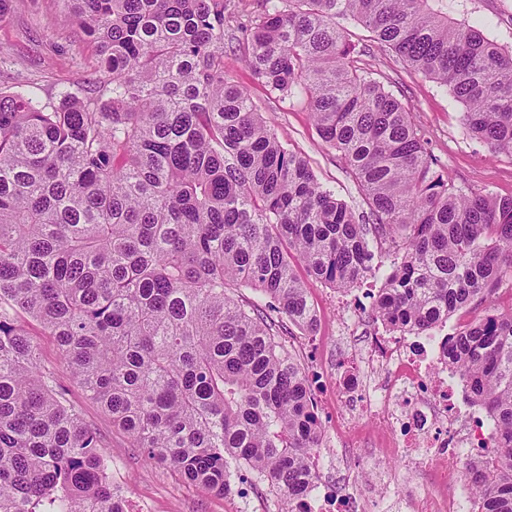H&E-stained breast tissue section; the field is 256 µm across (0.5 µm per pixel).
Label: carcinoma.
I'll list each match as a JSON object with an SVG mask.
<instances>
[{
	"mask_svg": "<svg viewBox=\"0 0 512 512\" xmlns=\"http://www.w3.org/2000/svg\"><path fill=\"white\" fill-rule=\"evenodd\" d=\"M97 44L96 95L0 91V512H122L97 432L39 363L74 381L145 457L216 495L248 470L301 512L322 448L312 383L278 337L318 314L295 267L347 290L395 257L372 313L429 336L512 281V196L448 182L342 20L462 104L512 156V49L448 18L455 0H55ZM307 110L368 206L361 224L266 124L224 60ZM234 288L258 299L243 301ZM493 422L467 481L512 512V313L438 340Z\"/></svg>",
	"mask_w": 512,
	"mask_h": 512,
	"instance_id": "cac0c4a2",
	"label": "carcinoma"
}]
</instances>
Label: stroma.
<instances>
[{
  "mask_svg": "<svg viewBox=\"0 0 512 512\" xmlns=\"http://www.w3.org/2000/svg\"><path fill=\"white\" fill-rule=\"evenodd\" d=\"M451 16L468 22L479 16L494 18L488 37L512 48V0H457ZM345 26L362 52L363 64L403 103L423 131L449 181L463 189L484 188L498 196H512V156L492 153L467 135L459 120L462 106L449 89L410 68L395 53L380 50L354 21H346ZM94 57V44L78 33L70 17L59 12L55 0H14L10 21L0 23L1 90L34 81L51 96L64 86L93 93ZM227 64L282 144L304 157L318 181L335 190L337 198L356 212H365L367 206L342 160L322 141L308 112L270 96L237 48H230ZM309 296L320 316L323 344L313 355L300 350L296 357L306 374L312 375L341 368L353 351L350 341L336 338L345 310L337 305L333 289L313 281ZM26 327L42 365L54 372L69 402L99 434L110 460V479L129 498L149 504L151 512H239V499L245 496L255 512H270L274 495L253 474L233 481L230 493L217 496L183 482L172 469L146 462L127 435L113 428L111 417L74 382L54 338L36 322H27Z\"/></svg>",
  "mask_w": 512,
  "mask_h": 512,
  "instance_id": "stroma-1",
  "label": "stroma"
}]
</instances>
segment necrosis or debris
<instances>
[{
  "label": "necrosis or debris",
  "instance_id": "4bbe7bcc",
  "mask_svg": "<svg viewBox=\"0 0 512 512\" xmlns=\"http://www.w3.org/2000/svg\"><path fill=\"white\" fill-rule=\"evenodd\" d=\"M454 392L455 379L434 340L372 337L355 354L349 379L336 383V421L344 431L365 419L399 429L396 446L412 474H431L435 481L398 500L392 496L396 476L364 459L347 466L348 489L334 496L320 452L311 459L313 488L303 512H477L466 473L475 449L491 446L494 435L480 413L457 408Z\"/></svg>",
  "mask_w": 512,
  "mask_h": 512
}]
</instances>
